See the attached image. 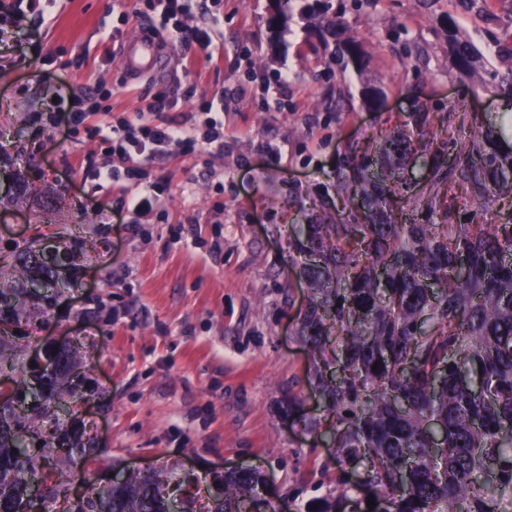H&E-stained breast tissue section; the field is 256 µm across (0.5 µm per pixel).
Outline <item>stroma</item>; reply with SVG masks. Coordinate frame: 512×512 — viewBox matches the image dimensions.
<instances>
[{"instance_id": "1", "label": "stroma", "mask_w": 512, "mask_h": 512, "mask_svg": "<svg viewBox=\"0 0 512 512\" xmlns=\"http://www.w3.org/2000/svg\"><path fill=\"white\" fill-rule=\"evenodd\" d=\"M133 0H24L0 40V255L40 238L83 242L70 259V287L58 311L17 326L24 348L81 342L95 404L74 420L83 440L102 447L99 465H63L76 492L100 479L113 461L138 467L179 463L201 482L231 466L272 475L274 497L302 512L317 498L316 465L334 466L330 449L314 447L303 425L287 417L288 399L321 409L310 382L311 356L299 335L310 291L289 259L292 225L344 220L358 198L337 196L336 173L352 149L376 148L397 131L430 128L434 150L414 153L399 173L401 196L419 221L500 224L512 201L476 211L458 186L427 213L416 183L434 159L452 162L474 135L494 123L512 145V100L458 82L442 31L446 4L379 0L345 24L367 45L366 71L321 76L314 23L293 17L286 31L269 26V0H197L180 14V58L153 77L127 73L118 41L134 33L166 39L152 16H133ZM220 19V60L187 75L192 31ZM40 41L28 43L31 30ZM426 50L412 70L405 50ZM288 74V92L276 78ZM92 94L97 109L76 134L42 122L58 82ZM383 93L379 108L363 103V86ZM166 94L188 112L224 100V151L173 153L145 171L165 183L152 207L122 211L139 179L97 180L108 162L95 134ZM110 223L99 221L100 214Z\"/></svg>"}]
</instances>
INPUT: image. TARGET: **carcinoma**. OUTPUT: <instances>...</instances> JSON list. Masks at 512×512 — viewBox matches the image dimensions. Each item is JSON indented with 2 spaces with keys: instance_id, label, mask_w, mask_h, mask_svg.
Here are the masks:
<instances>
[{
  "instance_id": "obj_1",
  "label": "carcinoma",
  "mask_w": 512,
  "mask_h": 512,
  "mask_svg": "<svg viewBox=\"0 0 512 512\" xmlns=\"http://www.w3.org/2000/svg\"><path fill=\"white\" fill-rule=\"evenodd\" d=\"M274 27H287L295 0H270ZM455 7L495 15L497 0H451ZM378 0H314L301 7L320 18L318 53L322 73L350 64L364 66L369 51L344 25L342 12L376 6ZM448 61L459 82L491 92L512 91V33L490 36L506 73L480 79L482 50L460 33L446 14ZM379 153L391 173L415 151L411 136H385ZM373 157L353 155L336 180V193L361 198V210L334 224L293 226L291 260L312 292L300 322L313 359L315 391L323 418L303 420L309 434L332 435L336 488L309 503L305 512H507L512 506V222L419 224L390 188L373 179ZM466 180L479 207L512 195V152L493 144V130L456 162L436 167L429 193L451 180ZM21 287H0V349L7 332L31 312L46 317L60 289L56 265L34 249L12 256ZM47 295L28 308L30 286ZM84 352L74 345L56 350V368L27 376L22 352H0V374L14 383L13 397L0 401V512H30L31 495L51 482L44 508L63 499L62 512H95L102 492L93 487L74 499L68 482L50 462L89 461L96 451L77 430L61 423L59 394L83 388ZM378 368H373V364ZM39 431L41 451L29 450L26 433ZM402 489H397L400 472ZM193 480L173 470L131 473L108 492L110 512H171L178 491ZM223 488L207 512H245L262 473L219 474Z\"/></svg>"
}]
</instances>
